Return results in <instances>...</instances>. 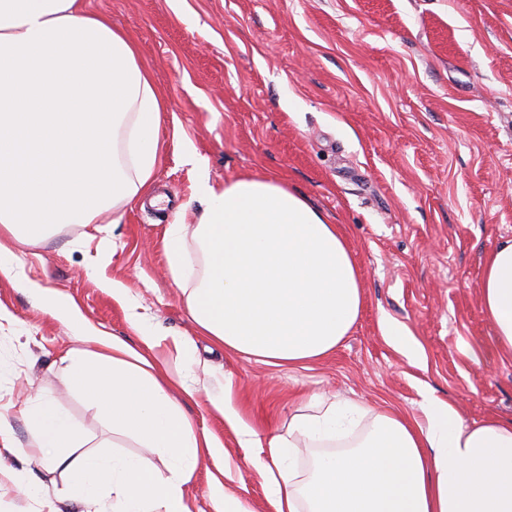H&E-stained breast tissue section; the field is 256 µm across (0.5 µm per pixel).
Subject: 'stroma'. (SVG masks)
<instances>
[{
	"instance_id": "1",
	"label": "stroma",
	"mask_w": 512,
	"mask_h": 512,
	"mask_svg": "<svg viewBox=\"0 0 512 512\" xmlns=\"http://www.w3.org/2000/svg\"><path fill=\"white\" fill-rule=\"evenodd\" d=\"M92 12L137 42L167 106L148 196L110 233L60 224L38 245L15 246L27 280L72 299L97 328L139 344L173 381L224 458L201 462L186 498L214 512L210 486L252 512H271L254 466L259 451L207 400L231 382L251 424L285 431L296 399L314 393L420 415L421 392L465 424L512 419V357L486 341L479 295L484 259L512 238V0H89ZM212 182L278 174L346 235L364 291L351 333L309 367H274L209 349L171 278L165 232L201 206L196 163ZM121 282L124 296L109 282ZM423 349L414 365L381 333L380 316ZM78 330L28 289L0 279V414L29 445L20 409L57 399L91 445L107 422L54 361ZM195 340L207 367L187 369L172 340ZM37 461L0 454V512H38L20 477Z\"/></svg>"
}]
</instances>
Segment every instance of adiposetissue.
Masks as SVG:
<instances>
[{
	"instance_id": "obj_1",
	"label": "adipose tissue",
	"mask_w": 512,
	"mask_h": 512,
	"mask_svg": "<svg viewBox=\"0 0 512 512\" xmlns=\"http://www.w3.org/2000/svg\"><path fill=\"white\" fill-rule=\"evenodd\" d=\"M166 103L136 42L90 12L86 0H0V277L23 283L8 241L35 244L55 224H91L148 190ZM196 222H174L165 245L181 280L187 245L200 267L186 291L199 335L271 366L316 363L358 320L364 295L348 241L276 174L216 185L200 173ZM41 304L81 331L60 364L113 434L137 439L168 474L139 455L85 449L57 401L27 398L21 414L34 444L19 449L0 417V448L36 458L67 478L36 484L39 512H191L185 489L219 441L198 433L145 348L89 322L71 301L39 289ZM483 309L499 351L512 354V239L484 262ZM258 467L275 512H512V421L465 425L454 407L424 394L423 419L322 397L300 403L286 433L263 437L242 419L231 384L209 397ZM346 449H337L338 441ZM320 454L308 473L302 449Z\"/></svg>"
}]
</instances>
